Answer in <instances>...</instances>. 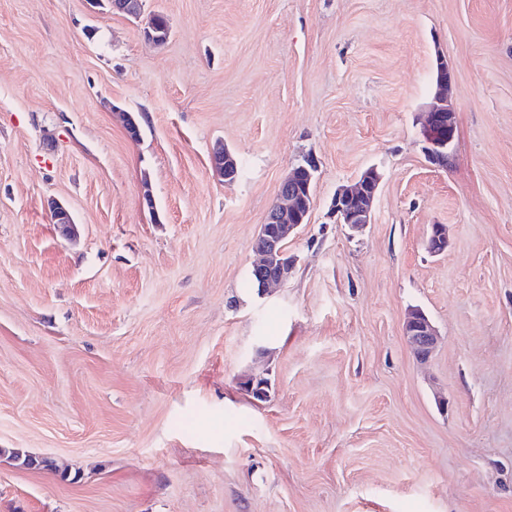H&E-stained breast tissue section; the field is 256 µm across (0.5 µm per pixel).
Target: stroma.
Masks as SVG:
<instances>
[{
	"mask_svg": "<svg viewBox=\"0 0 512 512\" xmlns=\"http://www.w3.org/2000/svg\"><path fill=\"white\" fill-rule=\"evenodd\" d=\"M143 12L164 46L86 0H0V512H512V0ZM441 58L445 168L420 124ZM310 155L296 267L259 294L252 242ZM371 166L354 233L328 206ZM413 308L439 334L424 364ZM211 164L216 175L224 181L232 182L238 178V163L232 154L224 150V144L214 147ZM49 211L53 224H57L65 237L71 238L76 234V224L68 208L59 202L51 201ZM404 336L417 359L427 361L433 354L438 334L428 316L419 309L410 312L404 323Z\"/></svg>",
	"mask_w": 512,
	"mask_h": 512,
	"instance_id": "1",
	"label": "stroma"
}]
</instances>
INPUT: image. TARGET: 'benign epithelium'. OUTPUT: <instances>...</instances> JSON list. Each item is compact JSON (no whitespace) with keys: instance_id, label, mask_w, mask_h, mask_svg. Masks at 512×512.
Segmentation results:
<instances>
[{"instance_id":"benign-epithelium-1","label":"benign epithelium","mask_w":512,"mask_h":512,"mask_svg":"<svg viewBox=\"0 0 512 512\" xmlns=\"http://www.w3.org/2000/svg\"><path fill=\"white\" fill-rule=\"evenodd\" d=\"M90 9L98 13L105 4L109 12H118L134 19L142 15L143 0H86ZM147 40L165 44L171 29L157 27L147 19L143 29ZM452 77L448 64L441 60L437 65L436 93L426 111L423 137L429 144L428 158L435 165L445 167L450 159L449 148L455 139L454 111L448 104V88ZM211 164L216 175L227 182L238 178V163L232 154L219 144L214 147ZM317 162L309 156L305 163L294 166L280 184V202L268 211L264 224L255 236L253 248L259 259L252 265L250 276L256 280L261 291L288 281L296 265V259L287 250L288 239L307 223L313 205V185ZM381 182L377 168L369 167L359 176L354 187L337 191L331 198L329 214L332 218L344 219L345 225L354 233L363 231L372 220L373 204ZM52 223L64 236H75L76 224L68 208L59 202L49 204ZM428 249L434 254L448 247V227L435 224L431 228ZM404 336L414 355L427 361L433 354L438 334L428 316L419 309L410 312L404 323Z\"/></svg>"}]
</instances>
